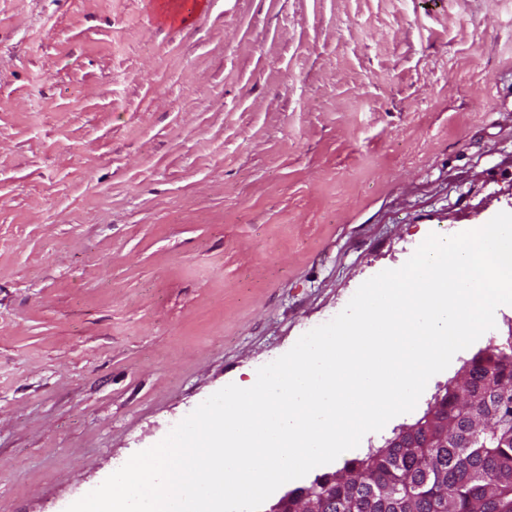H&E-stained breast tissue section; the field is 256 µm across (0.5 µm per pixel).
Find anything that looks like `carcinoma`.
<instances>
[{
  "instance_id": "cac0c4a2",
  "label": "carcinoma",
  "mask_w": 512,
  "mask_h": 512,
  "mask_svg": "<svg viewBox=\"0 0 512 512\" xmlns=\"http://www.w3.org/2000/svg\"><path fill=\"white\" fill-rule=\"evenodd\" d=\"M439 412L409 425L406 448H377L310 485L328 512H512V335L474 355Z\"/></svg>"
}]
</instances>
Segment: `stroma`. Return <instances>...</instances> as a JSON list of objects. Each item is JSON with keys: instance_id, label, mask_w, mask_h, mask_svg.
<instances>
[{"instance_id": "1", "label": "stroma", "mask_w": 512, "mask_h": 512, "mask_svg": "<svg viewBox=\"0 0 512 512\" xmlns=\"http://www.w3.org/2000/svg\"><path fill=\"white\" fill-rule=\"evenodd\" d=\"M0 0V512H65L432 233L512 213V0ZM415 409L312 475L384 445Z\"/></svg>"}]
</instances>
